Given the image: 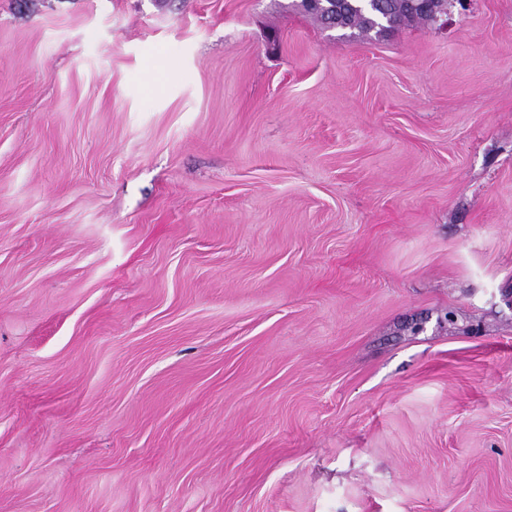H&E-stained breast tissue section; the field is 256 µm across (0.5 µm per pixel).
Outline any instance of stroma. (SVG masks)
Masks as SVG:
<instances>
[{"label":"stroma","mask_w":512,"mask_h":512,"mask_svg":"<svg viewBox=\"0 0 512 512\" xmlns=\"http://www.w3.org/2000/svg\"><path fill=\"white\" fill-rule=\"evenodd\" d=\"M0 0V512H512V0ZM449 0H301L300 7L328 29L355 30L366 37L411 24L435 22Z\"/></svg>","instance_id":"obj_1"}]
</instances>
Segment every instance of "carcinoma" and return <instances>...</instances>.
Segmentation results:
<instances>
[{"label": "carcinoma", "mask_w": 512, "mask_h": 512, "mask_svg": "<svg viewBox=\"0 0 512 512\" xmlns=\"http://www.w3.org/2000/svg\"><path fill=\"white\" fill-rule=\"evenodd\" d=\"M449 0H300V7L328 29L370 37L411 24H429L448 11Z\"/></svg>", "instance_id": "carcinoma-1"}]
</instances>
